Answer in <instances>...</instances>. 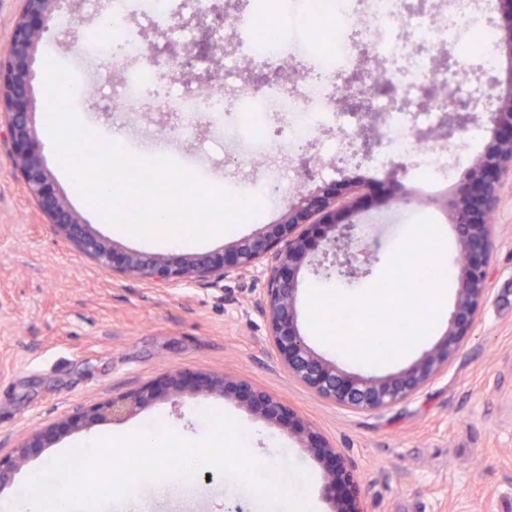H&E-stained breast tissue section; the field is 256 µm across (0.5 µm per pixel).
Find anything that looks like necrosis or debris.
<instances>
[{
  "mask_svg": "<svg viewBox=\"0 0 512 512\" xmlns=\"http://www.w3.org/2000/svg\"><path fill=\"white\" fill-rule=\"evenodd\" d=\"M209 0H112V10L99 18L88 35L111 57L121 79L108 102L112 112H129L148 95L174 113L182 139L196 133L201 120L223 128L225 137L247 143L250 152L271 153L280 146L320 141L323 154L340 158L361 142L362 129L380 123L378 145L368 154L373 164L385 157L414 156L417 175L425 181L445 178L452 170V150L425 146L422 129L444 120L443 102L425 106L423 91L454 84L464 98L467 81L458 66L494 69L492 29L476 0H453L439 20L407 9V0H255L251 11L236 14L234 29L245 34L244 46L227 44L224 59L236 62L245 49L253 63L287 64L296 53L309 58L311 77L268 85L263 93H241L231 76H222L206 95L183 84L161 82L157 68L141 54L140 36L150 31L184 45L194 44L198 31L185 17L204 9ZM321 19L329 29L318 39L310 25ZM447 51L454 68L437 66V51ZM366 69L363 115L337 107L347 88L342 75L357 66ZM281 117L275 137H268V114Z\"/></svg>",
  "mask_w": 512,
  "mask_h": 512,
  "instance_id": "necrosis-or-debris-1",
  "label": "necrosis or debris"
}]
</instances>
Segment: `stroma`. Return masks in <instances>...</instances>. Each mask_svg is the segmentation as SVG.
<instances>
[{
    "mask_svg": "<svg viewBox=\"0 0 512 512\" xmlns=\"http://www.w3.org/2000/svg\"><path fill=\"white\" fill-rule=\"evenodd\" d=\"M68 41L64 33L44 40L39 57L85 75L72 111L96 114L100 128L120 129L128 139L163 138L174 116L154 110L107 112L119 71L108 58L73 55ZM478 125L481 133L475 139L466 127L450 141L442 127L423 130L427 143L449 144L462 153L451 176L433 184L411 175L396 183L388 177V166L375 168L367 162L336 171L319 153L314 156L315 176L308 179L300 161L289 160L287 151L250 155L245 145L224 141L217 130L204 126L194 138L174 140L172 146L188 164H202L204 181L222 190L271 170L290 171L295 194L338 189L351 181L370 184V208L358 222L373 223L378 244L365 257L366 274L339 282L342 288L362 291L385 275L397 240L416 218L433 220L444 252L457 258L454 232L434 201L460 193L473 161L493 150L486 118H479ZM38 130L54 191L121 250H149L148 241L113 231L107 217L89 206L66 174L46 125ZM9 151V144L0 142V456L11 455L25 437L73 419L93 403L145 386L157 392L156 400L125 421L75 430L36 449L16 473L10 492L22 493L30 473L90 438L163 425L178 439L199 440L212 429L204 416L212 410L258 429L248 453L259 462L278 457L271 437L284 441L305 476L304 482H293V489L312 499L315 512H330L325 465L295 435L270 425L242 393L186 394L172 402L166 379L179 369L190 381L206 375L244 378L281 399L352 463L365 512H512V175L502 181L492 219L489 295L460 350L410 400L361 411L323 400L279 369L267 327L252 306L265 286L261 272L214 288H158L112 274L55 236L22 182L11 175ZM403 186L418 198L412 208L391 201ZM454 299L451 292L443 297L435 329L409 355L367 367V374L399 371L435 347L448 327ZM196 489L195 495H183L177 476L162 485L141 480L136 503L112 499L102 512H227L231 506L238 512H283L278 505L262 510L252 493L216 471L199 478Z\"/></svg>",
    "mask_w": 512,
    "mask_h": 512,
    "instance_id": "stroma-1",
    "label": "stroma"
}]
</instances>
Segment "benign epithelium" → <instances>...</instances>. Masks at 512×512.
<instances>
[{
  "mask_svg": "<svg viewBox=\"0 0 512 512\" xmlns=\"http://www.w3.org/2000/svg\"><path fill=\"white\" fill-rule=\"evenodd\" d=\"M22 8L14 19L9 47L0 56V141L11 144V172L21 176L26 192L40 207L55 235L69 242L81 255L102 267H115L126 276L157 288L194 285L214 286L229 278H245L263 268L266 288L254 301V311L265 321L268 343L280 367L292 381L308 388L318 397L347 408L381 410L414 396L437 376L456 355L463 336L489 293V268L492 249V225L489 215L498 202V185L503 174L512 167V84L497 95L491 90L500 81L485 78L486 72L471 70L472 90L459 103L458 124H464L490 105L491 135L494 150L477 157L466 174V183L481 199V212L476 215L468 196L460 193L450 199H435V204L449 213L457 237L460 258L457 259L456 297L448 318V328L440 344L407 368L383 377L351 373L336 362L321 356L308 343L299 328L298 294L300 283L293 273L308 266L316 275L337 274L351 278L361 270L359 253L351 250L358 225L353 217L360 211L367 194L348 183L338 191L317 194H296L289 198L281 224L285 232L271 235L263 231L224 244V254H187L177 264L169 263L153 253L129 251L121 263L114 262L116 245L94 234L67 201L50 189L51 175L38 149L39 132L32 102L33 80L39 44L57 34L65 25L64 0H21ZM243 7V0L224 3L214 0L199 16L187 21L201 35L199 52L194 55L200 87L211 80L210 65L217 45L209 43L213 21ZM185 49L171 43L167 50L153 53L152 62L166 79L171 65H181ZM321 225L326 248L319 255L307 249L304 225ZM172 395L188 392L196 396L225 395L228 391L243 392L250 405L263 416L288 427L292 413L274 395L253 387L245 380L235 381L208 376L195 383L185 382L183 373L174 371L168 377ZM146 386L140 390L91 405L80 415L78 429L123 420L134 415L154 399ZM64 421L52 432H39L20 443L8 459L0 458V490L9 486L15 473L37 448L49 447L52 435L68 431ZM300 441L318 459L327 463L329 484L334 486L345 476L351 485V499L344 495L332 499L331 512H361L360 488L353 468L341 452L320 439L309 427L301 429Z\"/></svg>",
  "mask_w": 512,
  "mask_h": 512,
  "instance_id": "benign-epithelium-1",
  "label": "benign epithelium"
}]
</instances>
